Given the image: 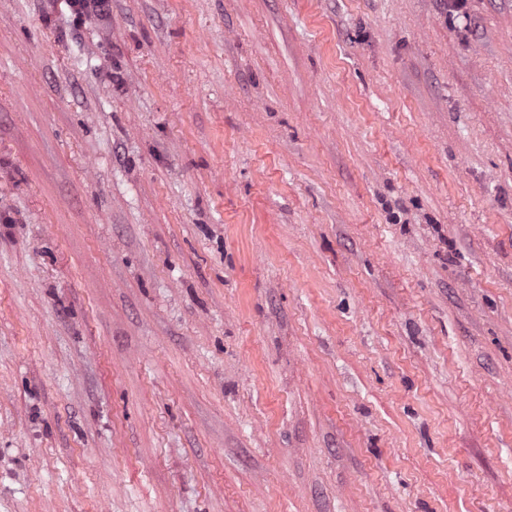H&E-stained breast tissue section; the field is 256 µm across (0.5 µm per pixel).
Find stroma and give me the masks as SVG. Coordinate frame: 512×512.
<instances>
[{
    "label": "stroma",
    "instance_id": "obj_1",
    "mask_svg": "<svg viewBox=\"0 0 512 512\" xmlns=\"http://www.w3.org/2000/svg\"><path fill=\"white\" fill-rule=\"evenodd\" d=\"M0 512H512V0H0ZM72 15H74V23L79 26L83 23V17L88 15V9L100 15H106L111 8V0H61Z\"/></svg>",
    "mask_w": 512,
    "mask_h": 512
}]
</instances>
